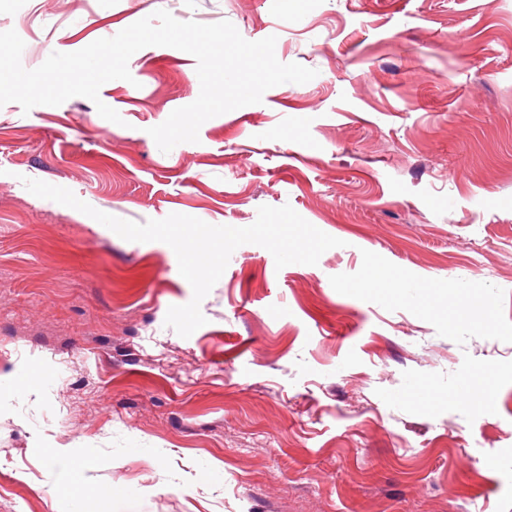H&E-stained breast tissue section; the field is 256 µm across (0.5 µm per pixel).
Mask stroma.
<instances>
[{"label": "stroma", "mask_w": 512, "mask_h": 512, "mask_svg": "<svg viewBox=\"0 0 512 512\" xmlns=\"http://www.w3.org/2000/svg\"><path fill=\"white\" fill-rule=\"evenodd\" d=\"M159 9L317 75L166 154L149 128L200 92L172 47L101 87L122 124L0 107V512H512V0H0V31L33 69ZM25 176L141 223L288 204L341 245L240 246L184 338L172 248Z\"/></svg>", "instance_id": "35a3bbf8"}]
</instances>
